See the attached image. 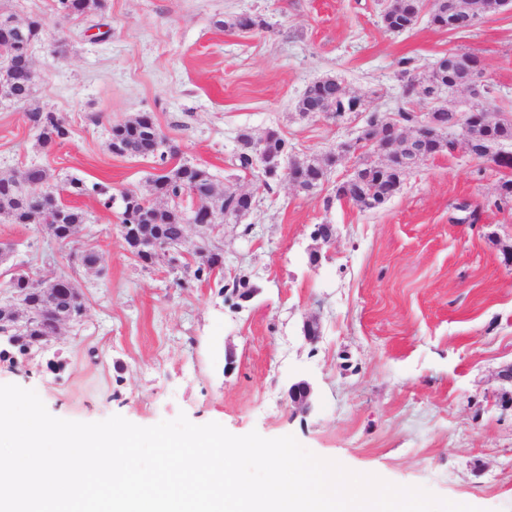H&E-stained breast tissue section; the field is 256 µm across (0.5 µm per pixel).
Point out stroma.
<instances>
[{"label": "stroma", "instance_id": "stroma-1", "mask_svg": "<svg viewBox=\"0 0 512 512\" xmlns=\"http://www.w3.org/2000/svg\"><path fill=\"white\" fill-rule=\"evenodd\" d=\"M387 0H107L105 9L62 16L57 0H0V11L41 22L31 48L33 99L0 98V176L49 169L62 199L86 214L72 243L34 224L0 221L13 267L68 278L85 316L62 326L50 351L17 365L0 361V384L34 390L58 418L119 415L151 426L186 414L242 436H295L319 457L400 486L479 508L512 512V208L497 207L512 168L473 159L463 146L421 162L382 207L324 206L288 180L262 186L235 165L237 137L276 130L293 154L320 155L355 139L367 115L406 96L396 62L428 71L444 54L478 55L492 119H512V9L454 33L420 17L388 31ZM247 15L260 26L232 25ZM333 76L365 109L335 121L301 115L313 81ZM55 113L70 131L42 148L27 118ZM180 149L179 161L209 171L217 188L254 193L258 208L220 235L224 266L209 281L179 286L166 265L143 268L117 225L119 195L150 194L154 159L108 149L114 123L138 114ZM104 182L114 197H77L69 178ZM475 210L464 221L460 204ZM335 227L311 265L315 225ZM91 250L95 268L72 259ZM247 277L246 301L219 288ZM317 319L308 343L303 326ZM55 369H48V361ZM298 381L309 409L291 403Z\"/></svg>", "mask_w": 512, "mask_h": 512}]
</instances>
